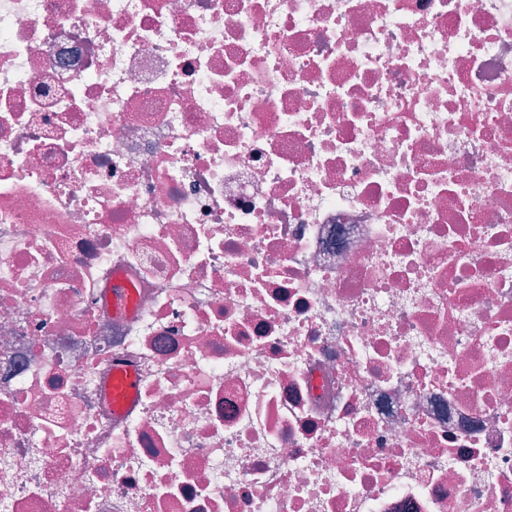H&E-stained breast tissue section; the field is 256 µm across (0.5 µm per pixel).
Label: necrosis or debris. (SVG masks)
I'll list each match as a JSON object with an SVG mask.
<instances>
[{
  "mask_svg": "<svg viewBox=\"0 0 512 512\" xmlns=\"http://www.w3.org/2000/svg\"><path fill=\"white\" fill-rule=\"evenodd\" d=\"M0 512H512V0H0Z\"/></svg>",
  "mask_w": 512,
  "mask_h": 512,
  "instance_id": "necrosis-or-debris-1",
  "label": "necrosis or debris"
}]
</instances>
